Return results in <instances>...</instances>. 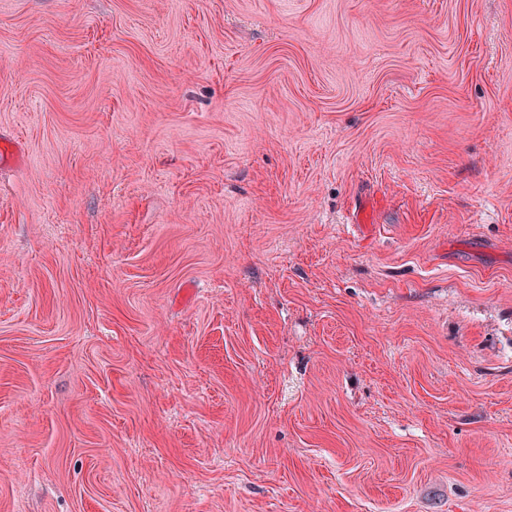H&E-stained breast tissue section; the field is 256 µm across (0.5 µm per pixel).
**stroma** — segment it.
I'll list each match as a JSON object with an SVG mask.
<instances>
[{
	"label": "stroma",
	"mask_w": 512,
	"mask_h": 512,
	"mask_svg": "<svg viewBox=\"0 0 512 512\" xmlns=\"http://www.w3.org/2000/svg\"><path fill=\"white\" fill-rule=\"evenodd\" d=\"M0 512H512V0H0Z\"/></svg>",
	"instance_id": "obj_1"
}]
</instances>
